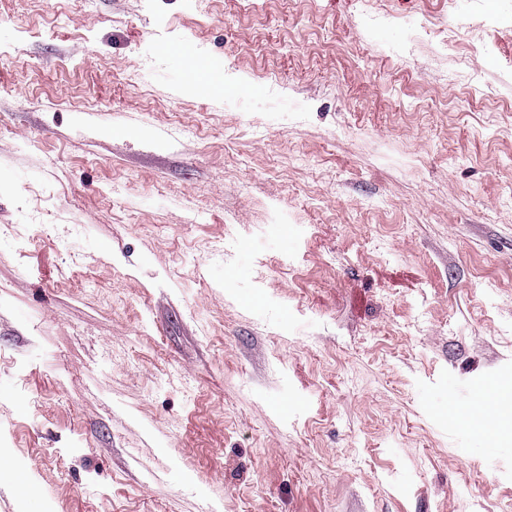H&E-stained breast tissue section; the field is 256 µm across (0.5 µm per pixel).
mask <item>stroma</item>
<instances>
[{
    "label": "stroma",
    "instance_id": "stroma-1",
    "mask_svg": "<svg viewBox=\"0 0 512 512\" xmlns=\"http://www.w3.org/2000/svg\"><path fill=\"white\" fill-rule=\"evenodd\" d=\"M500 378L512 0H0V512H512ZM493 391L490 386L484 389L483 398H477L474 404L466 410L464 413L458 415V417L466 419L473 427L474 431H482L484 429L483 419L486 415L494 412L498 406L499 397L502 394L500 384L496 385V393L491 402H485L493 397Z\"/></svg>",
    "mask_w": 512,
    "mask_h": 512
}]
</instances>
